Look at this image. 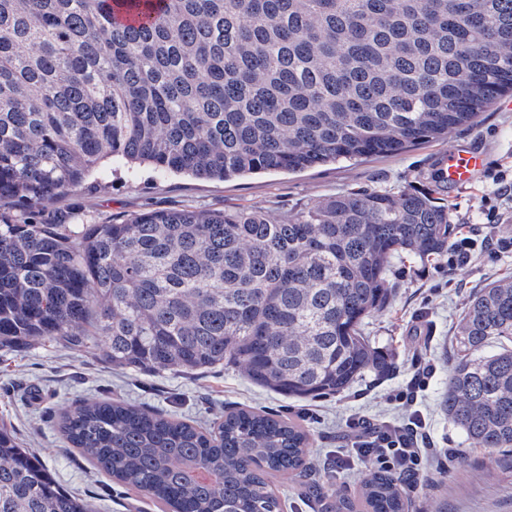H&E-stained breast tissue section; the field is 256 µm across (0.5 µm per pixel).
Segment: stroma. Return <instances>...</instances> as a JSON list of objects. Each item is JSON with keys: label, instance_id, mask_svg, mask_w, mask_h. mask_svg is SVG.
Wrapping results in <instances>:
<instances>
[{"label": "stroma", "instance_id": "1", "mask_svg": "<svg viewBox=\"0 0 512 512\" xmlns=\"http://www.w3.org/2000/svg\"><path fill=\"white\" fill-rule=\"evenodd\" d=\"M458 147L482 150L488 166L512 177V95L499 98L473 126L453 130L444 140L394 156L295 173L218 181L161 174L149 165L130 169L107 159L81 186L50 203L49 209L68 216L73 224H102L161 209L250 208L285 215L352 189L429 191L448 204L460 233L512 238V193H499L483 173L462 187L440 183L441 160ZM487 198L500 208V223L487 224L483 204ZM505 274H512L510 250L496 254L476 250L472 262L453 276L443 260H394L388 273L395 288L391 302L367 319L364 328L373 346L390 356L394 371L380 379L363 378L349 392L310 400L260 387L230 365L195 374H155L117 370L103 352L79 353L56 344L0 350V424L13 430L21 448L43 460L66 491L91 500L97 512H165L160 501L115 483L80 449L71 447L58 427L60 414L88 398L122 400L209 427L229 410H264L311 437L307 472L272 479L285 512H326V501L312 492V485L330 483L337 493L357 496L360 465H351L340 476L325 467L345 447L348 422L358 417L379 421L403 417L405 409L397 394L405 390L417 368L432 364L436 372L422 393L420 410L442 454L431 478L407 492V512H512V453L473 446L440 408L448 386L456 320L471 295Z\"/></svg>", "mask_w": 512, "mask_h": 512}]
</instances>
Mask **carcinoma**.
Instances as JSON below:
<instances>
[{"label":"carcinoma","mask_w":512,"mask_h":512,"mask_svg":"<svg viewBox=\"0 0 512 512\" xmlns=\"http://www.w3.org/2000/svg\"><path fill=\"white\" fill-rule=\"evenodd\" d=\"M0 0V350H101L120 370L232 364L297 398L392 369L363 334L391 258L448 257V205L357 190L302 211L155 210L69 224L48 210L105 159L225 181L387 157L476 123L512 92V0ZM442 409L474 446L512 450V275L455 326ZM499 351L486 352L492 342ZM60 429L169 512H282L268 481L309 435L237 409L209 430L88 399ZM211 476L200 481L196 472ZM406 512L364 472L338 512ZM0 512H95L0 426Z\"/></svg>","instance_id":"obj_1"}]
</instances>
